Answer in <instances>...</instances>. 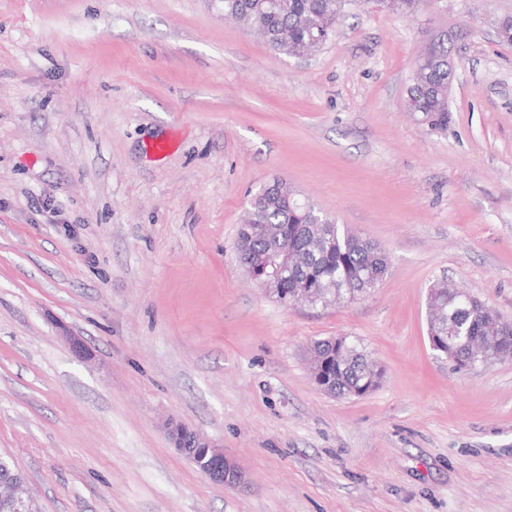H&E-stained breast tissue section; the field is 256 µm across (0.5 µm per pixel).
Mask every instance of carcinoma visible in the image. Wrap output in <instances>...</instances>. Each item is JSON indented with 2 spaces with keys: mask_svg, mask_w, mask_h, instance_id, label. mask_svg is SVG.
Returning a JSON list of instances; mask_svg holds the SVG:
<instances>
[{
  "mask_svg": "<svg viewBox=\"0 0 512 512\" xmlns=\"http://www.w3.org/2000/svg\"><path fill=\"white\" fill-rule=\"evenodd\" d=\"M224 17L240 21L266 39L269 47L297 57L315 52L336 33L348 6L385 10L412 17L421 0H222ZM405 106L432 131L448 129V46L434 42L429 55L416 61ZM264 203L253 223L249 254L260 256L288 238V267L277 274L278 302L290 305L296 283L307 281L310 306L326 298L350 302L376 288L388 271L380 246L351 233L335 220L325 223L321 211L288 183L275 180L261 187ZM484 302L474 294L449 288L431 295L429 333L448 342V361L462 370L512 353V327L503 336L482 333ZM322 361L316 384L336 397L362 396L376 389L383 370L356 341L336 336L314 342Z\"/></svg>",
  "mask_w": 512,
  "mask_h": 512,
  "instance_id": "cac0c4a2",
  "label": "carcinoma"
}]
</instances>
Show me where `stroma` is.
<instances>
[{
  "mask_svg": "<svg viewBox=\"0 0 512 512\" xmlns=\"http://www.w3.org/2000/svg\"><path fill=\"white\" fill-rule=\"evenodd\" d=\"M507 15L354 6L291 57L221 0H0V454L38 512H512V361L455 370L426 313L444 279L512 320ZM441 35L458 80L433 132L404 100ZM275 179L381 245L374 291L289 308L250 279L237 230ZM332 336L384 367L377 390L315 386ZM169 419L242 484L173 448ZM188 433L194 435L188 438ZM165 433L173 448L184 455L202 454L208 457L211 463L203 472L213 482L225 486L236 487L242 482V473L235 462L224 453V448L191 429L185 430L183 423L170 420L165 426Z\"/></svg>",
  "mask_w": 512,
  "mask_h": 512,
  "instance_id": "obj_1",
  "label": "stroma"
}]
</instances>
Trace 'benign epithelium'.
I'll return each mask as SVG.
<instances>
[{"instance_id":"obj_1","label":"benign epithelium","mask_w":512,"mask_h":512,"mask_svg":"<svg viewBox=\"0 0 512 512\" xmlns=\"http://www.w3.org/2000/svg\"><path fill=\"white\" fill-rule=\"evenodd\" d=\"M288 258V250L276 248L259 260L252 261L245 267L247 274L266 292L273 293L268 268ZM62 337L71 351L78 357L88 360L91 352L83 339L73 335L69 330L62 331ZM165 433L170 444L185 455L202 454L209 458L210 464L204 471L205 476L213 482L236 487L242 482V473L235 462L224 453V448L196 433L187 436L183 423L171 420L165 426ZM0 500L4 501L9 512H30L31 499L26 495L25 479L20 477L3 483L0 482Z\"/></svg>"}]
</instances>
